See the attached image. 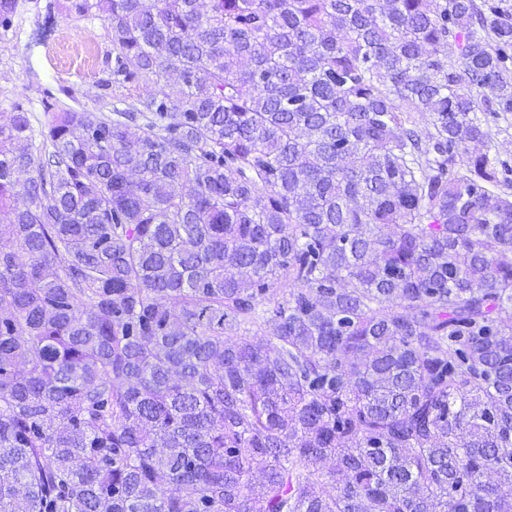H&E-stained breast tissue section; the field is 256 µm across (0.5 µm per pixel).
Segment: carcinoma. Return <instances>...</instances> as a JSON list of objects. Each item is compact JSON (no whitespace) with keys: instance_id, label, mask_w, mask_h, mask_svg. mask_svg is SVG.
I'll list each match as a JSON object with an SVG mask.
<instances>
[{"instance_id":"obj_1","label":"carcinoma","mask_w":512,"mask_h":512,"mask_svg":"<svg viewBox=\"0 0 512 512\" xmlns=\"http://www.w3.org/2000/svg\"><path fill=\"white\" fill-rule=\"evenodd\" d=\"M72 8L145 90L0 113V512H512L500 7ZM487 120V126L492 134L496 152L512 166V114L500 113L498 117L490 114L482 115ZM485 117V118H484Z\"/></svg>"}]
</instances>
